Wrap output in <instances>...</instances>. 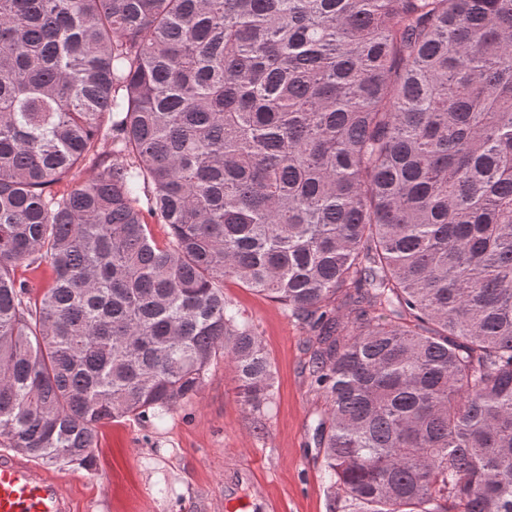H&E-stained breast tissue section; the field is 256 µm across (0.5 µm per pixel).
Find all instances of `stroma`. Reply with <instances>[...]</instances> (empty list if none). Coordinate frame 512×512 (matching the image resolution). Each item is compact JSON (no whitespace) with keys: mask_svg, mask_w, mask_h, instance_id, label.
Returning <instances> with one entry per match:
<instances>
[{"mask_svg":"<svg viewBox=\"0 0 512 512\" xmlns=\"http://www.w3.org/2000/svg\"><path fill=\"white\" fill-rule=\"evenodd\" d=\"M257 328L275 370V396L261 415L243 405L223 358L202 390L163 419L126 417L99 428L92 469L51 465L71 486L78 512H225L224 459L253 467L240 497L274 499L280 512H330L331 493L314 427L324 407L307 365L308 328L263 295L224 284Z\"/></svg>","mask_w":512,"mask_h":512,"instance_id":"obj_1","label":"stroma"}]
</instances>
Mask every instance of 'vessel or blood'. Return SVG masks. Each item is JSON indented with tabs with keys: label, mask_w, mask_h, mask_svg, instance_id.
I'll list each match as a JSON object with an SVG mask.
<instances>
[{
	"label": "vessel or blood",
	"mask_w": 512,
	"mask_h": 512,
	"mask_svg": "<svg viewBox=\"0 0 512 512\" xmlns=\"http://www.w3.org/2000/svg\"><path fill=\"white\" fill-rule=\"evenodd\" d=\"M231 472L224 493L226 505L236 506L239 482L253 474L239 461H229ZM0 512H77L65 481L17 450L0 451Z\"/></svg>",
	"instance_id": "obj_1"
}]
</instances>
